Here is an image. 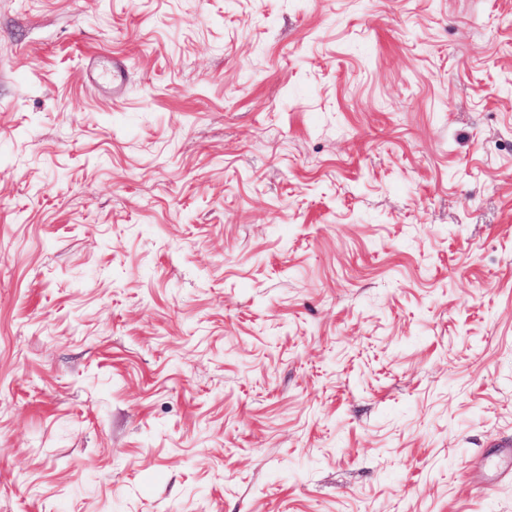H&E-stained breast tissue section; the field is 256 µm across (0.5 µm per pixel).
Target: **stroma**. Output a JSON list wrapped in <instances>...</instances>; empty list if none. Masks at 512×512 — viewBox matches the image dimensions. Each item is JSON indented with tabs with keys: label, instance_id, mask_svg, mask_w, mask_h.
Listing matches in <instances>:
<instances>
[{
	"label": "stroma",
	"instance_id": "35a3bbf8",
	"mask_svg": "<svg viewBox=\"0 0 512 512\" xmlns=\"http://www.w3.org/2000/svg\"><path fill=\"white\" fill-rule=\"evenodd\" d=\"M511 447L512 0H0V512H512ZM91 78L95 81L106 79L112 84V94L119 96L125 84V65L121 60H113L112 67L107 71L91 70Z\"/></svg>",
	"mask_w": 512,
	"mask_h": 512
}]
</instances>
